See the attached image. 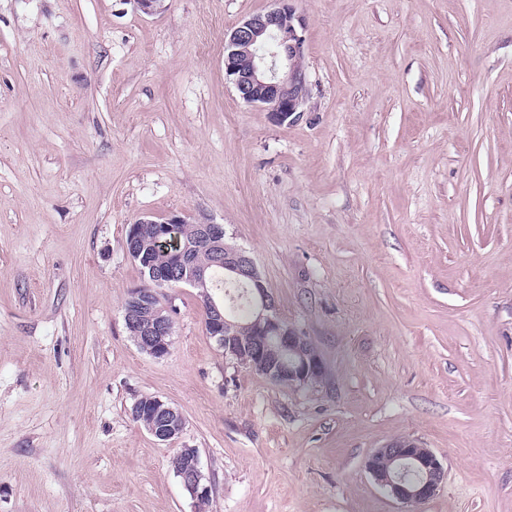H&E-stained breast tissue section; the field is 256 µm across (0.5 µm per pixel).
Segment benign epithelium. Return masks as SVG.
<instances>
[{
  "mask_svg": "<svg viewBox=\"0 0 512 512\" xmlns=\"http://www.w3.org/2000/svg\"><path fill=\"white\" fill-rule=\"evenodd\" d=\"M277 6L256 13L239 22L224 40V70L241 100L270 113L272 120L283 124L301 111L306 87V74L300 65L303 39L298 34L296 15L290 0H274ZM249 51L248 65L240 63V55ZM195 220L181 215L147 216L131 225L126 248L132 257L139 255L141 242L138 227L152 224L160 236L173 230L175 224H193ZM224 225L201 223V240L215 243L224 238ZM224 263V277L244 288L256 319L257 335L253 355L244 366L273 382L288 381L296 389L317 383L325 375V367L308 337L300 334L276 312L273 294L263 284L254 259L239 247L226 245L218 252ZM204 323L208 335L224 349V355L240 361L238 345L224 335V305L209 296L203 302ZM125 325L137 331L139 349L160 359L169 354L173 325L171 311L161 305L150 316L128 308L124 311ZM286 355L291 364L283 367L279 356ZM152 423L148 432L161 442L177 438L185 427L183 415L167 402L157 398L149 412ZM174 468L190 496L198 500L211 493L200 467L195 448L177 451ZM364 468L374 482L402 504H417L436 496L445 481L446 471L437 456L428 448L408 438L397 439L374 449L364 460ZM418 477L410 480L408 475Z\"/></svg>",
  "mask_w": 512,
  "mask_h": 512,
  "instance_id": "obj_1",
  "label": "benign epithelium"
}]
</instances>
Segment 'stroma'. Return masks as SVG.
Returning <instances> with one entry per match:
<instances>
[{
  "label": "stroma",
  "instance_id": "obj_1",
  "mask_svg": "<svg viewBox=\"0 0 512 512\" xmlns=\"http://www.w3.org/2000/svg\"><path fill=\"white\" fill-rule=\"evenodd\" d=\"M305 103L242 101L224 38L272 0H0V512H512V0H291ZM223 225L323 383L225 358L202 299L173 343L124 302L146 215ZM157 397L173 441L132 416ZM408 437L447 470L402 505L363 467ZM143 274L146 276L148 284L135 286L130 290L124 309L131 304L135 293L153 299L160 306L153 307L150 316H147L146 320L142 318L140 312L134 311L133 308H127L124 311V320L125 325L129 327L126 328L132 340L135 342L139 336L136 341L139 349L154 358L160 359L170 352L174 329L171 323L173 317L171 311L161 304L162 295L159 290L164 286L154 280L148 273L143 272ZM133 418L144 426L147 431L161 442H168L177 438L185 427L183 415L174 407L160 398H155V403L149 412L152 423L148 416H137L132 409ZM151 425V426H150ZM174 468L177 477H179L184 488L195 501L211 493V487L206 484L200 467L197 449H179L174 460ZM209 501L210 495L207 498L201 499L198 504L199 506L207 505Z\"/></svg>",
  "mask_w": 512,
  "mask_h": 512
}]
</instances>
